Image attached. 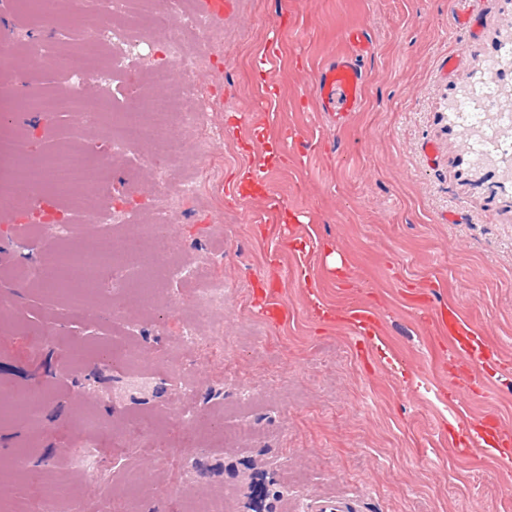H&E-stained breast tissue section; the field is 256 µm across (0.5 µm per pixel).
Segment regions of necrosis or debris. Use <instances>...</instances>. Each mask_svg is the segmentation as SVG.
<instances>
[{"instance_id": "obj_1", "label": "necrosis or debris", "mask_w": 512, "mask_h": 512, "mask_svg": "<svg viewBox=\"0 0 512 512\" xmlns=\"http://www.w3.org/2000/svg\"><path fill=\"white\" fill-rule=\"evenodd\" d=\"M147 2L107 0L105 12L81 15L80 28L87 48L65 60L56 59L51 40L28 42L26 61L58 63L63 78L74 90L62 94L34 91L19 100V111L43 115L75 112L85 125H99L105 107L101 100L83 91L99 71L95 48L111 40L112 23L116 20L125 21L123 38L127 44H134L140 7ZM149 26L161 44V60L140 67L135 61L125 60L123 51L113 54L112 67L121 78L122 93L111 124V155L93 162L86 151L67 147L35 162L30 157V134L24 131L11 144L13 181L6 187L0 185V202L11 204L24 223L37 225L48 238L72 235L73 218L77 215L102 225V232L79 248L91 255V263L81 268L73 287L56 291L73 312L84 316L94 309L93 296L88 291L92 284L104 287L107 309L119 321L131 302H141L144 310H151L157 289L183 281L196 285L191 300L198 313L224 304V282L217 276L213 260L201 259L190 265L172 262L180 244L168 231L166 208L156 209L153 223L130 225L118 237L110 229L114 214L103 205L101 189L111 177L113 160L129 155L151 169L157 184L172 186L166 207L192 199L198 192V183L171 182L172 163L181 156L202 152L214 137L213 130L200 129L198 123L205 95L196 77L204 61L187 55L178 35L182 28H207V20L192 13L177 17L154 11ZM500 58L502 63L495 77L475 76L456 102L460 123L474 130L468 148L481 164L494 161L512 165V106L502 103L504 92L512 91V50L501 51ZM177 72L185 83L173 91L169 83ZM71 190L77 193L72 211L60 212L52 207L56 195ZM0 418L15 419L31 431H41V392H20L1 402ZM205 420L201 411L179 412L173 419L177 434L172 437L161 434L148 416L140 415L134 428L113 437L112 445L118 452L127 448L151 449L153 456L164 463L176 456L182 443L195 438Z\"/></svg>"}]
</instances>
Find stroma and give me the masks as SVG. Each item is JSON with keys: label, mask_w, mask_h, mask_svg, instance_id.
I'll return each mask as SVG.
<instances>
[{"label": "stroma", "mask_w": 512, "mask_h": 512, "mask_svg": "<svg viewBox=\"0 0 512 512\" xmlns=\"http://www.w3.org/2000/svg\"><path fill=\"white\" fill-rule=\"evenodd\" d=\"M462 0H236L234 13L190 48L210 60L197 82L209 99L204 126L218 129L209 149L220 184L175 213L171 232L185 260L204 248L227 288L224 354L192 355L157 312L136 339L144 381L132 384L112 353L117 327L107 313L72 317L60 299L18 280L0 279V386L44 389L40 435L0 426V461L21 458L52 481L92 499L70 449L80 440L73 395L108 424L155 412L228 407L230 427L260 432L253 444L198 443L182 449L187 484L205 496L223 491L227 512H305L310 500L347 497L357 512H512V461L494 450L456 455L461 435L448 411L444 369L461 358L417 322L415 299L455 306L484 334L496 359L488 395L467 400L471 422L495 416L512 434V188L488 166L475 172L464 131L449 117L460 88L497 53L512 25V0H479L460 23ZM11 39L54 37L61 54L77 50L70 26L21 15L0 0V30ZM363 30L372 50L361 62L363 101L338 128L318 108L316 72ZM455 54L453 70L443 61ZM66 91L57 69L0 68V182L9 177L7 142L20 123L11 105L32 88ZM268 109L256 111L259 98ZM35 151L79 146L109 153L101 128L70 113L31 122ZM267 179L245 197L231 187L242 171ZM154 178L137 162L112 167L114 206L150 194ZM285 204L266 211L267 194ZM50 239L0 221V268L37 264ZM341 266H332L331 254ZM278 281L286 321H265L255 291ZM365 304L375 328L361 341L323 311ZM81 344L74 368L66 347ZM185 367L194 396L165 374ZM109 484L135 473L144 506L160 504L176 476L149 454L126 455ZM23 468V470H24ZM23 470L0 471V502H33L39 490Z\"/></svg>", "instance_id": "obj_1"}]
</instances>
